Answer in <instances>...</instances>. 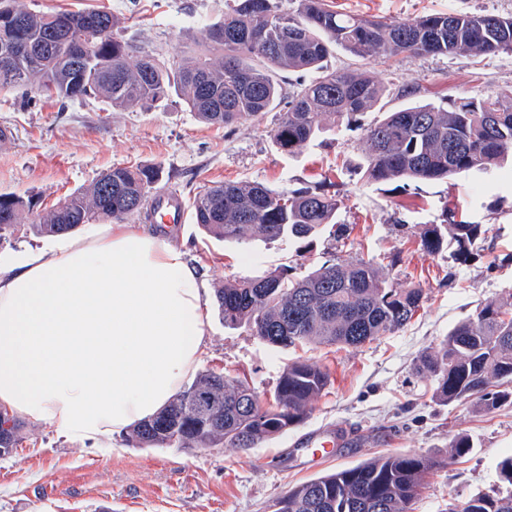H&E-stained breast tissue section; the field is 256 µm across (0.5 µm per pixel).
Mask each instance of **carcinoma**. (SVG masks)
I'll use <instances>...</instances> for the list:
<instances>
[{"instance_id": "carcinoma-1", "label": "carcinoma", "mask_w": 512, "mask_h": 512, "mask_svg": "<svg viewBox=\"0 0 512 512\" xmlns=\"http://www.w3.org/2000/svg\"><path fill=\"white\" fill-rule=\"evenodd\" d=\"M120 23L107 11L40 12L22 0H0V40L22 50L0 56V90L32 86L65 100L100 98L125 109L181 92L209 125L261 118L284 104L272 131L277 148L292 154L322 122L341 131L375 107L386 92L373 74L330 71L324 65L339 46L360 60L401 55L512 53V16L450 10L407 19L377 20L339 13L326 0H301L295 13L278 0H224V22L205 28V49L169 66L153 51L112 37ZM312 78L283 101L279 75ZM367 182L430 181L471 170L490 171L512 158V93L462 101L446 111L411 104L365 132ZM158 172L116 166L89 188L39 218L46 234L81 224L124 220L140 213ZM34 203L0 194V237L23 223ZM336 196L302 190L275 192L258 183L226 181L199 191L196 223L224 240L246 234L268 239L310 238L334 223ZM481 233L464 221L431 224L422 246L435 251L444 238L458 256L470 254ZM420 288H392L370 262L325 261L296 279L288 270L235 279L217 291L227 326L246 325L277 347L318 343L359 347L404 327L420 308ZM419 369L437 383L435 400L450 405L475 399L491 410L512 404V303L487 304L458 323ZM330 384L329 371L308 360L287 364L273 399L248 382L202 371L154 417L126 434L134 447L224 448L246 451L301 424ZM474 448L461 435L448 459ZM443 461L422 454H388L296 485L274 512H412L426 476ZM498 485L468 497L449 512H512V455L497 465Z\"/></svg>"}]
</instances>
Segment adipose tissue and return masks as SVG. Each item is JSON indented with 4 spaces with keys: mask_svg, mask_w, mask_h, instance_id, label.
I'll return each instance as SVG.
<instances>
[{
    "mask_svg": "<svg viewBox=\"0 0 512 512\" xmlns=\"http://www.w3.org/2000/svg\"><path fill=\"white\" fill-rule=\"evenodd\" d=\"M205 294L181 248L130 224L0 254V405L102 447L192 372Z\"/></svg>",
    "mask_w": 512,
    "mask_h": 512,
    "instance_id": "ef3b65f1",
    "label": "adipose tissue"
}]
</instances>
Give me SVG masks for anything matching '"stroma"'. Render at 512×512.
<instances>
[{"label": "stroma", "mask_w": 512, "mask_h": 512, "mask_svg": "<svg viewBox=\"0 0 512 512\" xmlns=\"http://www.w3.org/2000/svg\"><path fill=\"white\" fill-rule=\"evenodd\" d=\"M36 11L107 9L121 19L118 40L145 47L168 63L201 51L205 26L222 22L224 0H25ZM333 10L388 19L444 12L512 15V0H327ZM329 68L363 67L387 86L380 107L339 132L321 133L294 154L274 145L277 112L228 127L202 123L180 95L115 109L89 98L59 101L37 90L0 91V194L33 198V214L0 239V253L36 247L47 236L39 214L88 188L115 166L145 165L159 173L157 188L192 202L200 186L220 181L264 184L279 192L321 188L339 201L335 231L305 240H221L193 216L175 235L211 292L209 328L197 371L246 379L271 399L286 366L303 357L327 366L329 388L306 420L288 434L245 452L220 448L127 445L116 434L109 448L71 441L53 429L22 423V441L0 457V512H96L111 499L116 512H273L289 488L378 455L418 453L444 458L416 499L414 512H448L450 503L498 481L497 464L512 454V406L476 412L463 400L434 399L436 381L419 373L421 356L435 350L459 322L489 302L512 297V164L438 181L366 183L358 166L367 127L410 102L445 110L453 104L512 91V55L402 56L390 64L359 61L334 50ZM481 227L467 261L455 247L425 250L421 235L446 219ZM377 264L389 286L419 288L424 303L396 332L357 348L316 344L274 347L247 326H225L213 297L224 283L287 268L300 278L329 258ZM342 431L340 446L312 456L298 437ZM469 436L470 455L448 460L451 441Z\"/></svg>", "instance_id": "1"}]
</instances>
